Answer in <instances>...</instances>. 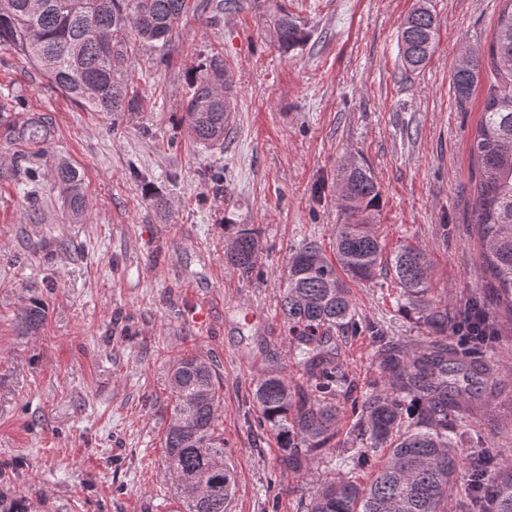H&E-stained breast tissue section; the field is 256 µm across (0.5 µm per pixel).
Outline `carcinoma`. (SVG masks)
Masks as SVG:
<instances>
[{
	"instance_id": "obj_1",
	"label": "carcinoma",
	"mask_w": 512,
	"mask_h": 512,
	"mask_svg": "<svg viewBox=\"0 0 512 512\" xmlns=\"http://www.w3.org/2000/svg\"><path fill=\"white\" fill-rule=\"evenodd\" d=\"M191 0H0V44L8 45L40 69L53 86L80 106L117 123L141 107L127 70L137 47L169 45ZM278 46L290 51L309 37L284 4L269 13ZM437 19L419 2L402 24L399 50L405 68L422 69L436 46ZM488 60L500 81L490 85L471 143L479 167L474 190L475 229L483 246L487 286L512 316V0H502L488 45ZM480 57L465 53L453 73L459 99L479 80ZM232 81L220 57L192 77L183 102L182 123L204 147H221L235 111ZM52 119L13 117L0 111V141L16 151L0 160V180L33 184L34 166L48 155ZM69 216L82 219L88 205L80 171L67 159L51 158ZM337 201L344 221L336 225L334 257L313 241L290 257L280 311L307 374V386L277 373L263 375L252 392L259 427L273 432L281 463L295 471L314 452L336 447L339 416L335 400H352L351 442L357 459L381 457L367 486L350 477L322 481L304 504L305 512H448L457 500L456 475L467 469L470 490L459 504L464 512H512V461L484 449L462 458L451 417L465 411L482 388L481 349L493 342L486 322L469 324L448 305H428L423 322L440 338L412 352L385 349L379 354L376 389L351 399L336 360L330 333L345 338L359 329L353 300L338 271L359 281L390 274L403 299L413 304L429 283L425 249L403 245L388 253L375 230L381 192L371 168L344 166L337 179ZM224 261L249 279L258 270L260 231L252 224L224 225ZM458 336L467 352L444 339ZM171 421L163 437L165 469L180 512H226L234 470L224 452L220 429V377L213 364L180 355L170 369ZM495 472V484L484 485Z\"/></svg>"
}]
</instances>
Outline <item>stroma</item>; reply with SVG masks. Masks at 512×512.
Segmentation results:
<instances>
[{"label":"stroma","mask_w":512,"mask_h":512,"mask_svg":"<svg viewBox=\"0 0 512 512\" xmlns=\"http://www.w3.org/2000/svg\"><path fill=\"white\" fill-rule=\"evenodd\" d=\"M414 2L286 0L310 33L287 52L255 0L218 15L190 10L168 64L158 51H135L143 108L115 132L0 45V105L51 117L49 150L80 169L89 206L73 222L47 168L39 212L17 186L0 185V488L29 512H177L162 442L169 369L181 353L214 363L224 380V444L237 483L228 512H300L318 479L340 474L334 450L314 453L308 470L284 467L250 399L263 372L303 378L279 295L295 249H331L343 221L336 178L352 160L368 164L380 188L376 231L386 250L425 249L428 301L457 315L478 298L494 322L496 392L454 428L463 457L490 448L512 459V319L483 286L472 229L470 147L491 73L464 101L452 82L461 54L488 43L502 5L429 0L437 45L412 72L398 31ZM216 53L236 110L223 148L208 150L189 143L180 117L191 76ZM218 167L224 184L215 187L204 174ZM228 218L260 228L258 277L225 267ZM348 287L365 329L342 344L340 361L368 391L380 347L413 350L435 334L391 278ZM35 300L45 318L30 334L21 315Z\"/></svg>","instance_id":"35a3bbf8"}]
</instances>
